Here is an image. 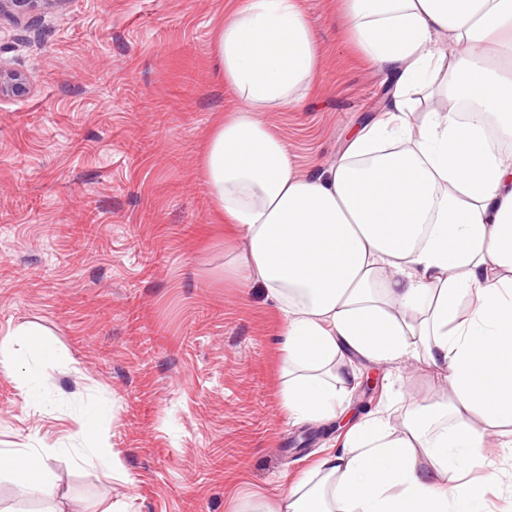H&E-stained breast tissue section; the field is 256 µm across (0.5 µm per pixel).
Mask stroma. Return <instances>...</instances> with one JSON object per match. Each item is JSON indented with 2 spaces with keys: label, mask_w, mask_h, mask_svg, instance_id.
Masks as SVG:
<instances>
[{
  "label": "stroma",
  "mask_w": 512,
  "mask_h": 512,
  "mask_svg": "<svg viewBox=\"0 0 512 512\" xmlns=\"http://www.w3.org/2000/svg\"><path fill=\"white\" fill-rule=\"evenodd\" d=\"M232 0H67L0 17V67L29 90L0 98V338L26 325L56 361L0 372V448L47 454L66 512H238L340 447L347 424L289 417L279 312L226 280L235 245L202 157L235 105L214 42ZM326 60L301 106L269 121L300 166L337 158L386 105L390 74L348 43L338 0H301ZM96 207L104 251L62 225ZM193 233H186V225ZM352 418L439 393L432 367L360 361ZM33 375L31 391L17 377ZM96 420L128 482L73 460ZM488 512H512V440L469 466Z\"/></svg>",
  "instance_id": "35a3bbf8"
}]
</instances>
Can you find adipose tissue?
Listing matches in <instances>:
<instances>
[{"label":"adipose tissue","mask_w":512,"mask_h":512,"mask_svg":"<svg viewBox=\"0 0 512 512\" xmlns=\"http://www.w3.org/2000/svg\"><path fill=\"white\" fill-rule=\"evenodd\" d=\"M350 43L394 77L382 115L327 168L305 171L266 122L324 69L300 0H238L214 53L237 105L210 135L204 177L239 235L224 273L259 283L281 314L283 405L343 417L354 360L425 361L443 398L359 418L343 448L240 512H485L464 477L512 425V0H341ZM443 108L413 121L412 94ZM78 458L124 473L98 426ZM0 480L51 497L46 457L0 448Z\"/></svg>","instance_id":"obj_1"}]
</instances>
